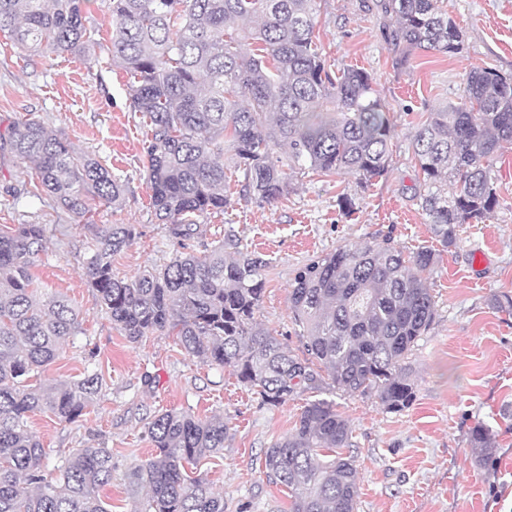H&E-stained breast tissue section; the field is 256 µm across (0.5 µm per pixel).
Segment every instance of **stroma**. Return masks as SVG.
I'll list each match as a JSON object with an SVG mask.
<instances>
[{"mask_svg":"<svg viewBox=\"0 0 512 512\" xmlns=\"http://www.w3.org/2000/svg\"><path fill=\"white\" fill-rule=\"evenodd\" d=\"M440 6L464 30L462 53L420 51L403 67L387 39L394 19L376 0L318 4L317 43L331 70L371 73L390 112L392 158L384 177L364 189L350 174L307 171L294 175L287 194L271 205L240 197L230 179L224 212L197 218L206 236L191 240L195 252L223 241L226 254L241 249L269 260L257 321L298 358L308 352L288 302L296 269L340 246L387 235L408 253L436 247L421 208L425 184L414 132L429 112L463 102L470 69L512 76V0H440ZM84 17L94 42L79 55L24 50L0 34V134L19 118H35L75 152L106 163L124 185L118 203L91 198L79 216L36 193L25 165L0 153V225H46L32 273L39 287L66 296L80 313L77 335L44 368L41 381L95 371L106 383L99 404L73 422L47 412L30 415L28 424L46 449L43 468L55 473L78 448L108 449L115 470L102 496L112 512H138L145 492L128 474L153 451L146 423L170 409L201 420L220 416L229 426L224 451L201 459L195 474L223 494L226 512H289L288 492L267 476L263 452L293 429L312 391L298 389L274 406L232 369L190 357L175 336L129 342L88 283L84 262L104 225L139 230L112 258L114 273L124 277L166 263L178 244L151 206L143 170L151 128L133 112L128 76L112 61L108 0H87ZM494 176L495 213L465 225L456 249L442 253L429 276L435 318L408 357L417 382L414 403L389 413L371 395L337 400L353 429L356 512H504L512 502V312L491 303L492 295H512V145L498 151ZM481 421L496 431V451L485 460L468 445Z\"/></svg>","mask_w":512,"mask_h":512,"instance_id":"obj_1","label":"stroma"}]
</instances>
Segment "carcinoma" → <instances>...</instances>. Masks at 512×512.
<instances>
[{
  "instance_id": "carcinoma-1",
  "label": "carcinoma",
  "mask_w": 512,
  "mask_h": 512,
  "mask_svg": "<svg viewBox=\"0 0 512 512\" xmlns=\"http://www.w3.org/2000/svg\"><path fill=\"white\" fill-rule=\"evenodd\" d=\"M112 62L129 75L133 111L151 126L144 171L156 218L179 250L169 262L131 279L112 256L137 236L134 224H106L86 261L102 307L130 342L157 331L177 337L192 357L233 369L269 404L300 386L320 389L325 372L336 390L371 393L398 413L415 398L406 363L434 319L427 274L439 253L407 255L391 238L343 245L297 269L290 308L319 370L257 327L268 262L224 243L197 254L187 241L203 234L194 217L222 212L228 174L242 173L240 194L260 204L288 193L292 173L346 172L367 187L390 162L393 126L358 68L333 75L316 43L317 0H111ZM395 17L389 41L396 63L417 51L456 55L461 27L437 0H380ZM84 0H0V33L20 47L79 54L93 42ZM512 144V78L491 68L464 77V102L430 113L413 147L428 191L421 207L443 250L456 247L466 224L498 206L493 161ZM0 151L29 165L34 183L77 215L86 197L116 203L120 179L99 159L74 152L39 121L22 118L0 134ZM43 224L0 227V512H112L100 495L112 483V453L81 448L43 469L46 449L28 414L80 417L104 397L103 378L87 372L53 386L32 385L79 328L62 295L39 294L30 273L43 249ZM153 453L129 474L148 491L142 512H226L224 496L185 465L224 451V418L200 421L165 411L148 422ZM352 427L336 402H308L294 429L265 452L266 473L288 489L291 512H356ZM470 447L495 450L490 426L470 432Z\"/></svg>"
}]
</instances>
